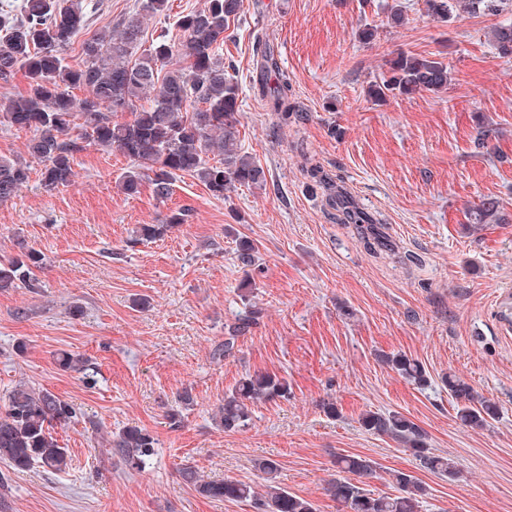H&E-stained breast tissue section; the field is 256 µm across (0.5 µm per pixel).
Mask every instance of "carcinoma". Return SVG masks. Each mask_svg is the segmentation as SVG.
<instances>
[{"mask_svg": "<svg viewBox=\"0 0 512 512\" xmlns=\"http://www.w3.org/2000/svg\"><path fill=\"white\" fill-rule=\"evenodd\" d=\"M428 13L441 21L462 13L496 15L512 0H424ZM171 10L169 0H144L142 10L120 18L109 33H97L82 43L85 65L72 68L63 53L75 36L90 25L80 3L69 0H22L21 18L0 13V80L7 83L24 72L28 91L16 97L0 98V124L32 133L28 154L43 163L42 187L52 192L72 182L77 155L90 146L118 151L133 166L119 184L128 196L149 184L156 199L165 201L175 180L189 175L198 179L216 198H223L237 186L262 187L264 168L236 148L241 112L238 85L230 78L220 54L230 22L240 14L241 0H204L202 7L177 14L181 36L161 39L148 53L133 57L144 29V13ZM498 54L512 57V23L498 24L491 33ZM448 65L438 58L401 53L389 62L388 74L372 85L370 94L381 99L388 92L412 95L448 88ZM257 81L269 112H288V77L280 71L269 45L260 50ZM85 88L89 96L72 94ZM218 160L210 162L209 155ZM29 179V165L19 158L0 157V202L17 195ZM336 210L334 218L354 224L364 247L377 253L380 234L373 220L347 207L341 195L328 198ZM479 224L502 220L499 201L486 198L473 210ZM191 217L190 210L170 211L159 224H142L140 239H159ZM237 260L244 267L257 265L255 245L241 239ZM41 253L28 249L18 257L0 258V289L18 288L30 278L31 269L41 263ZM262 309L249 304L228 327L224 343L215 347L212 358L220 361L232 355L240 336L259 324ZM381 363L406 381L423 386L428 374L423 365L404 354H380ZM456 402L457 417L471 429H483L498 418L499 407L478 396L464 379L442 377ZM290 386L270 373L248 374L224 395L220 425L226 432L240 430L251 419L252 406L288 396ZM77 416L76 408L48 390L19 385L5 397L0 412V460L17 471L34 465L48 473L63 472L70 466L68 450L59 446L50 428L65 425ZM360 425L372 434L387 436L409 449L427 471L454 479L452 459L427 448L424 431L408 417L396 413L368 411ZM112 453L124 466L142 472L156 455L158 440L136 426L127 427L109 440ZM341 475L329 483V495L346 512H420L425 489L418 479L397 471L393 479L399 494L374 496L365 489L376 477L374 463L357 456L337 460ZM253 467L267 482L260 494L250 484L235 479L207 481L193 467L181 469L184 481L210 498L252 503L255 512H317L314 504L276 484L279 464L258 458Z\"/></svg>", "mask_w": 512, "mask_h": 512, "instance_id": "obj_1", "label": "carcinoma"}]
</instances>
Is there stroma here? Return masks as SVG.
I'll list each match as a JSON object with an SVG mask.
<instances>
[{
  "instance_id": "obj_1",
  "label": "stroma",
  "mask_w": 512,
  "mask_h": 512,
  "mask_svg": "<svg viewBox=\"0 0 512 512\" xmlns=\"http://www.w3.org/2000/svg\"><path fill=\"white\" fill-rule=\"evenodd\" d=\"M395 5L404 21L394 27ZM497 22L466 13L443 22L424 0H242L222 54L239 85L238 143L264 167L265 186L220 199L184 176L166 201L147 187L131 197L118 184L130 160L90 147L73 181L48 193L42 163L30 160L27 186L0 203V256L26 245L44 261L31 287L0 291V398L23 383L72 403L78 417L52 430L71 457L66 471L0 462V512H254L200 495L180 471L257 485L261 457L317 512H342L326 488L345 455L376 463V496L396 495L394 471L415 475L426 489L421 512H512V337L499 335L493 314L497 293L512 289V57L492 46ZM367 23L377 28L368 43L357 35ZM261 37L291 85L285 118L266 111L253 85ZM401 52L447 63V90L371 99L369 85ZM308 157L382 220L389 254L367 252L353 227L332 219L303 170ZM489 197L508 223L474 225ZM181 207L187 224L133 242L137 225ZM242 238L258 269L238 264ZM407 253L419 263H402ZM139 297L150 308L136 307ZM249 300L262 309L258 325L213 360ZM382 352L419 361L428 383H408ZM63 353L92 376L62 367ZM254 372L287 379L289 396L254 405L246 427L224 431L218 406ZM449 373L496 402L498 418L463 427L441 381ZM185 391L187 406L177 402ZM327 399L337 418L323 413ZM368 411L412 419L456 477L366 432L358 419ZM129 426L158 440L140 474L108 445Z\"/></svg>"
}]
</instances>
